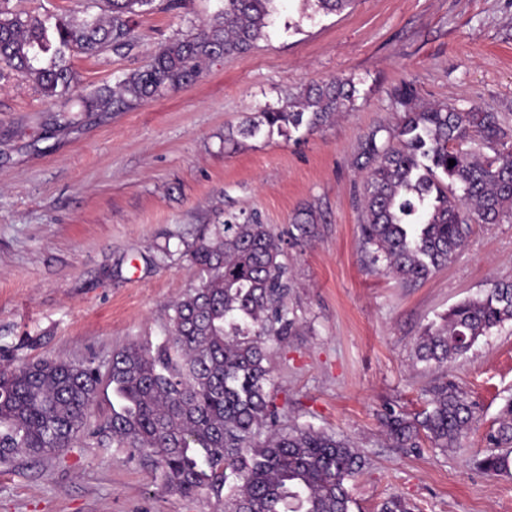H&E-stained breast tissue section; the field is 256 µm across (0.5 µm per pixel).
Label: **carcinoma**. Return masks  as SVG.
Here are the masks:
<instances>
[{
  "label": "carcinoma",
  "instance_id": "obj_1",
  "mask_svg": "<svg viewBox=\"0 0 512 512\" xmlns=\"http://www.w3.org/2000/svg\"><path fill=\"white\" fill-rule=\"evenodd\" d=\"M0 0V77L31 78L51 98L76 83L74 50L93 56L131 45V17L152 0H107L101 14L68 20L21 16ZM277 0H224L196 31L164 45L145 68L84 99L108 111L189 85L216 57L244 54L266 34ZM347 79L310 84L280 108H267L229 131L238 137L289 136L329 126L354 104ZM409 87L398 95L403 115L360 140L366 170L363 244L371 262L404 283L426 279L463 248L474 224L512 220V136L495 112L440 103L419 106ZM455 165H449V160ZM292 237L318 235L317 217L298 214ZM281 240L255 214L232 215L201 233L186 250L193 284L167 310L165 337L132 342L112 354L106 371L91 359L41 357L0 364V462L41 458L86 436L133 449L166 489L204 491L224 512H353L352 488L367 459L350 440L311 425L280 427L272 395V346L297 318L288 308V266ZM512 321V282L448 310L420 337L416 361L438 368L468 352L479 337ZM116 404L91 421L102 386ZM427 408L389 413L394 448L454 447L475 421L464 392L439 378L425 389ZM493 450L478 460L490 476L512 472V399L505 401Z\"/></svg>",
  "mask_w": 512,
  "mask_h": 512
}]
</instances>
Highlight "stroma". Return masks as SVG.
Listing matches in <instances>:
<instances>
[{"label": "stroma", "instance_id": "35a3bbf8", "mask_svg": "<svg viewBox=\"0 0 512 512\" xmlns=\"http://www.w3.org/2000/svg\"><path fill=\"white\" fill-rule=\"evenodd\" d=\"M222 0H154L135 15L129 48L72 52L76 88L66 116L31 79H0V349L22 362L90 358L108 366L132 340L160 341L165 310L193 282L185 256L207 225L258 215L281 239L288 306L298 323L272 362L280 423L310 425L362 448L353 512L393 495L413 512H512V475L476 468L512 396V322L480 337L447 370L415 362L424 330L497 280L512 281V222L476 224L445 267L406 285L362 247L364 133L396 124V94L497 112L512 127V0H352L340 13L279 0L249 52L211 60L193 84L124 110L87 112L82 99L144 68L164 44L194 31ZM21 15L69 17L103 0H10ZM343 78L353 107L323 130L224 136L307 85ZM312 209L319 234L288 231ZM447 377L476 405L448 450L391 447L380 418L426 406ZM205 497L165 489L129 449L88 442L58 456L0 463V512H220Z\"/></svg>", "mask_w": 512, "mask_h": 512}]
</instances>
